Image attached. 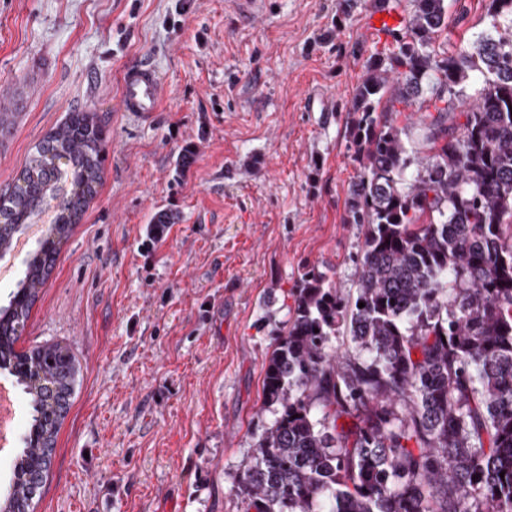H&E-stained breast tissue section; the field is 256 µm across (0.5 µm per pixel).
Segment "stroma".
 Returning <instances> with one entry per match:
<instances>
[{
	"label": "stroma",
	"instance_id": "obj_1",
	"mask_svg": "<svg viewBox=\"0 0 512 512\" xmlns=\"http://www.w3.org/2000/svg\"><path fill=\"white\" fill-rule=\"evenodd\" d=\"M486 2L447 0L437 47L491 33ZM367 17V0H266L252 25L231 0H0V191L74 109L110 137L18 341L66 345L79 367L36 512H244L237 481L275 417L262 382L283 292L308 267L358 286L349 111L393 43ZM137 63L165 82L150 119L117 107ZM318 92L329 111L309 108Z\"/></svg>",
	"mask_w": 512,
	"mask_h": 512
}]
</instances>
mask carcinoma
Listing matches in <instances>:
<instances>
[{
    "label": "carcinoma",
    "mask_w": 512,
    "mask_h": 512,
    "mask_svg": "<svg viewBox=\"0 0 512 512\" xmlns=\"http://www.w3.org/2000/svg\"><path fill=\"white\" fill-rule=\"evenodd\" d=\"M487 15L494 34L449 55L435 48L446 0H414L392 49L367 62L344 217L365 227L359 288L345 295L312 267L293 289L262 382L276 417L237 483L245 512H512V0H489ZM474 72L485 84L468 106ZM386 96L421 102L427 154L389 119ZM457 110L466 122L454 135L445 122ZM105 146V126L75 110L0 193V257L56 213L0 305V374L31 407L0 512H34L71 406L70 350L16 343ZM341 328L359 353L335 363Z\"/></svg>",
    "instance_id": "cac0c4a2"
}]
</instances>
